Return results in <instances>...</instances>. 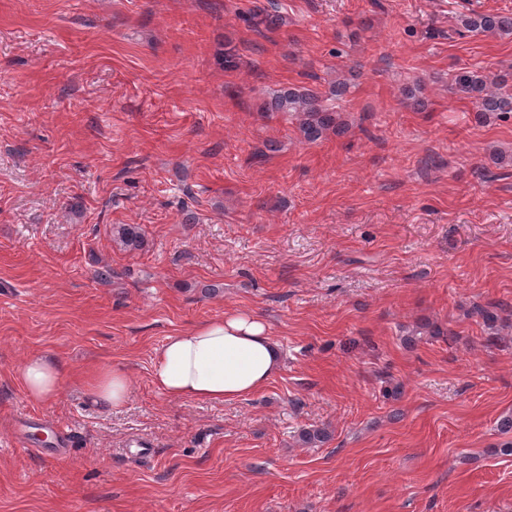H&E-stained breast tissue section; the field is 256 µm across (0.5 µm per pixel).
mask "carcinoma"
<instances>
[{
	"label": "carcinoma",
	"mask_w": 512,
	"mask_h": 512,
	"mask_svg": "<svg viewBox=\"0 0 512 512\" xmlns=\"http://www.w3.org/2000/svg\"><path fill=\"white\" fill-rule=\"evenodd\" d=\"M461 26L468 32L483 35L512 36V16L498 13H473L460 19ZM454 89L473 99L478 111L485 117H505L512 113V86L503 76H492L483 71H463L452 79ZM269 112H286L298 124L300 132L308 142L322 139L328 132H339L343 120L341 113L325 105V96L306 86L282 88L270 102ZM117 239L127 247L139 243L138 228L131 224L116 227ZM298 442L312 447L325 443L329 431L324 427L303 428L297 435Z\"/></svg>",
	"instance_id": "cac0c4a2"
}]
</instances>
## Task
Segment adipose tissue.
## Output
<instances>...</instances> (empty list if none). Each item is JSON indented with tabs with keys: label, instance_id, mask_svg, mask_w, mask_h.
<instances>
[{
	"label": "adipose tissue",
	"instance_id": "obj_1",
	"mask_svg": "<svg viewBox=\"0 0 512 512\" xmlns=\"http://www.w3.org/2000/svg\"><path fill=\"white\" fill-rule=\"evenodd\" d=\"M282 351L264 319L249 311L196 324L168 336L153 361V382L173 399L224 403L261 391L280 371ZM28 397L35 402L55 398L70 373L63 362L32 354L17 369ZM93 402L124 406L132 380L122 368L102 365L83 379Z\"/></svg>",
	"mask_w": 512,
	"mask_h": 512
}]
</instances>
